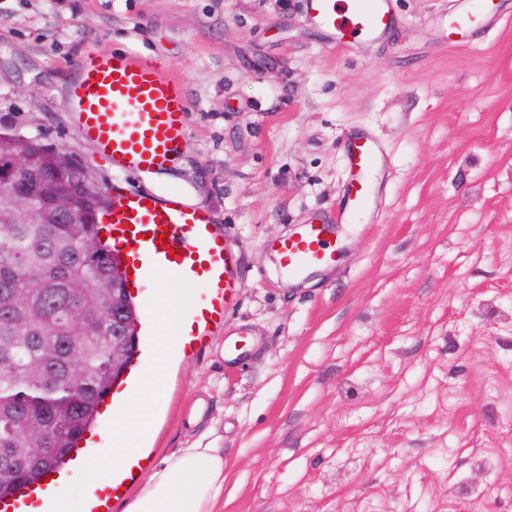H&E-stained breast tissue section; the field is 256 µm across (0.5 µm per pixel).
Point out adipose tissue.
I'll return each mask as SVG.
<instances>
[{"label": "adipose tissue", "mask_w": 512, "mask_h": 512, "mask_svg": "<svg viewBox=\"0 0 512 512\" xmlns=\"http://www.w3.org/2000/svg\"><path fill=\"white\" fill-rule=\"evenodd\" d=\"M223 498V449L182 448L146 477L123 512H215Z\"/></svg>", "instance_id": "obj_1"}]
</instances>
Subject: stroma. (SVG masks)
I'll return each mask as SVG.
<instances>
[{"mask_svg": "<svg viewBox=\"0 0 512 512\" xmlns=\"http://www.w3.org/2000/svg\"><path fill=\"white\" fill-rule=\"evenodd\" d=\"M465 45L459 0H394L331 48L306 0H0V131L69 153L103 191L176 190L240 245L243 286L166 369L146 446L224 451L221 512H512V0ZM132 52L187 89L165 173L120 175L64 106L78 56ZM389 157L336 265L294 282L272 240L331 221L342 137ZM242 340L247 358L227 364Z\"/></svg>", "mask_w": 512, "mask_h": 512, "instance_id": "35a3bbf8", "label": "stroma"}]
</instances>
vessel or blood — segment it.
<instances>
[{
    "mask_svg": "<svg viewBox=\"0 0 512 512\" xmlns=\"http://www.w3.org/2000/svg\"><path fill=\"white\" fill-rule=\"evenodd\" d=\"M504 8L503 0H462L440 21L452 34L486 27ZM308 21L324 31L331 47L380 39L392 25L391 0H307ZM66 106L77 118L79 136L112 158L123 172L160 173L182 154L189 103L182 80L156 63L134 54L92 55L78 59ZM348 183L335 224H307L273 242L281 269L292 278L333 264L338 252L336 228L359 221L375 201L374 178L385 157L378 140L367 133L345 139ZM109 229L112 245L131 278L125 286L139 310L142 337L126 373L101 405L100 427L79 437L64 467L44 471L42 479L0 497V512H56L61 492L92 453L106 455L104 424L129 426L130 399L146 382L143 365L157 358L173 360L205 351L223 327L242 284L238 251L223 225L202 208L184 204L176 192H129L112 188ZM202 286L189 309L172 325L162 323L164 309L175 300L168 280ZM144 460L133 453L111 464L104 480L87 496L85 512H110Z\"/></svg>",
    "mask_w": 512,
    "mask_h": 512,
    "instance_id": "obj_1",
    "label": "vessel or blood"
}]
</instances>
